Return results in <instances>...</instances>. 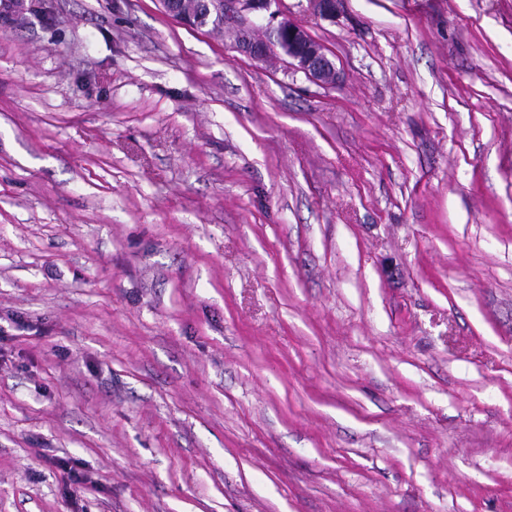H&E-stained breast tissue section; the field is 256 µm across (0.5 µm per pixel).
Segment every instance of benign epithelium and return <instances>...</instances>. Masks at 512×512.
<instances>
[{
    "mask_svg": "<svg viewBox=\"0 0 512 512\" xmlns=\"http://www.w3.org/2000/svg\"><path fill=\"white\" fill-rule=\"evenodd\" d=\"M277 4L279 0H211L208 11L213 16L226 19L239 17L245 12L258 15L269 13L266 30L274 38L259 44L250 30L242 28L238 32L237 48L261 63L267 62L271 54L277 51L308 79L320 85L327 84V74L335 72L334 62L303 28L289 21H276L277 11L271 10V7Z\"/></svg>",
    "mask_w": 512,
    "mask_h": 512,
    "instance_id": "7a95c632",
    "label": "benign epithelium"
}]
</instances>
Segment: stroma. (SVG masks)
Segmentation results:
<instances>
[{"label":"stroma","instance_id":"1","mask_svg":"<svg viewBox=\"0 0 512 512\" xmlns=\"http://www.w3.org/2000/svg\"><path fill=\"white\" fill-rule=\"evenodd\" d=\"M44 2L0 0V512H512V0H282L329 85Z\"/></svg>","mask_w":512,"mask_h":512}]
</instances>
